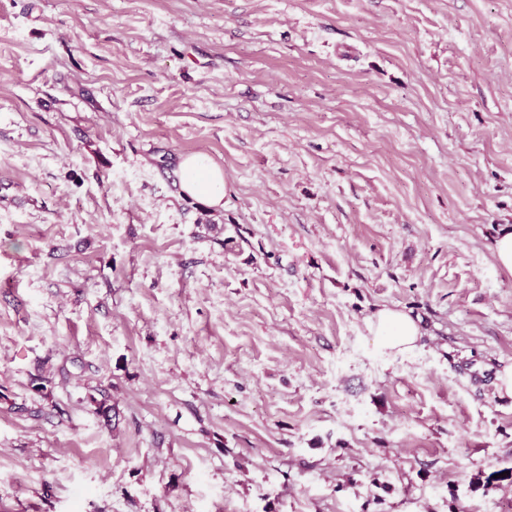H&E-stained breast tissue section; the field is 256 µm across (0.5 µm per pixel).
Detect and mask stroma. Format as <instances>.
Wrapping results in <instances>:
<instances>
[{
  "label": "stroma",
  "mask_w": 512,
  "mask_h": 512,
  "mask_svg": "<svg viewBox=\"0 0 512 512\" xmlns=\"http://www.w3.org/2000/svg\"><path fill=\"white\" fill-rule=\"evenodd\" d=\"M508 224L512 0H0V512H501ZM181 189L185 196L196 199L212 209L224 207L228 188L224 171L204 154L185 156L180 163ZM495 255L499 266L512 274V226L506 225L495 242ZM370 331L379 346L399 352L412 349L419 336V328L411 317L391 309L380 310L374 315Z\"/></svg>",
  "instance_id": "1"
}]
</instances>
